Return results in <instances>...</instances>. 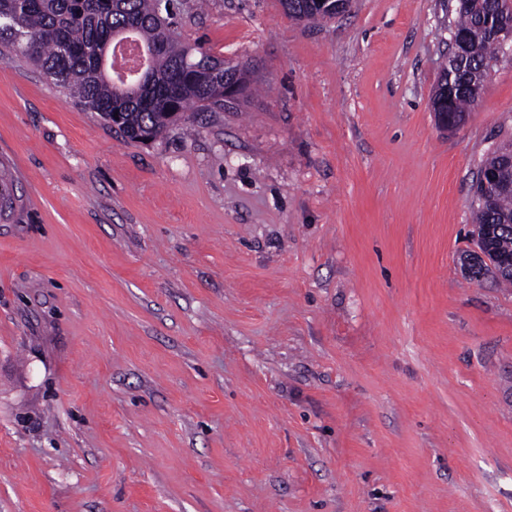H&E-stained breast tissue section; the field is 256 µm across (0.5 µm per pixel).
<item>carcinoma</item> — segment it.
Listing matches in <instances>:
<instances>
[{
  "mask_svg": "<svg viewBox=\"0 0 512 512\" xmlns=\"http://www.w3.org/2000/svg\"><path fill=\"white\" fill-rule=\"evenodd\" d=\"M185 0H0V41L39 68L78 104L97 112L128 139L152 141L176 123L189 124L200 112H224L238 102L224 98L243 92L248 66L224 60L182 37ZM288 18L321 23L332 19L316 0H288ZM512 29V0H468L459 6L454 34L460 51L448 50L441 82L448 86V118L463 123L479 103L472 92L478 77L497 65L502 45L497 31ZM130 28L142 45L152 47L151 63L127 90L102 71L101 54L115 33ZM496 171L504 186L471 200L474 232L486 233L489 247L512 254V142L489 150L480 168ZM17 197L6 173L0 174V220L15 211ZM489 273L472 256L465 266L471 280Z\"/></svg>",
  "mask_w": 512,
  "mask_h": 512,
  "instance_id": "carcinoma-1",
  "label": "carcinoma"
}]
</instances>
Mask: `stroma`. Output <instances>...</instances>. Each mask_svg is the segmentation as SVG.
Here are the masks:
<instances>
[{
  "instance_id": "obj_1",
  "label": "stroma",
  "mask_w": 512,
  "mask_h": 512,
  "mask_svg": "<svg viewBox=\"0 0 512 512\" xmlns=\"http://www.w3.org/2000/svg\"><path fill=\"white\" fill-rule=\"evenodd\" d=\"M448 0H204L251 95L143 144L0 60V512H512V288L463 277L512 61L459 130ZM288 1V18L296 22L321 23L332 19V14L322 10L316 0H281ZM17 197L13 183L5 171L0 175V220H8L15 211Z\"/></svg>"
}]
</instances>
